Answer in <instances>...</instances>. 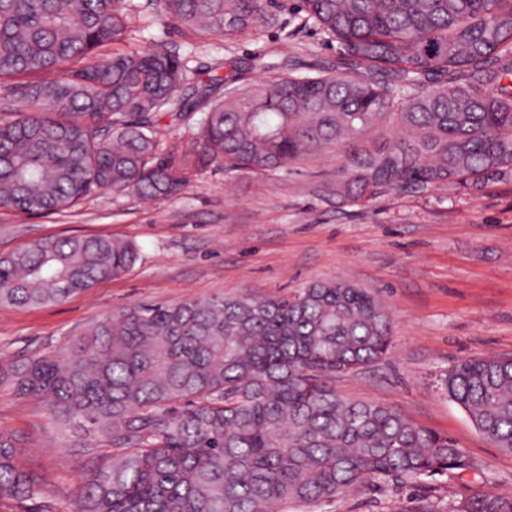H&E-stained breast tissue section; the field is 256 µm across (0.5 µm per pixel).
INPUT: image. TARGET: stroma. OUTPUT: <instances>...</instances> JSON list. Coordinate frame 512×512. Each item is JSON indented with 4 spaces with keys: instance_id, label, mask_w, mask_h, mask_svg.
Masks as SVG:
<instances>
[{
    "instance_id": "obj_1",
    "label": "stroma",
    "mask_w": 512,
    "mask_h": 512,
    "mask_svg": "<svg viewBox=\"0 0 512 512\" xmlns=\"http://www.w3.org/2000/svg\"><path fill=\"white\" fill-rule=\"evenodd\" d=\"M129 48L162 45L187 67L183 93L230 56L292 61L300 73L341 69L335 43L299 26L298 0H272L276 26L227 41L178 27L134 0ZM341 157L327 148L276 172H188L183 190L143 201L97 194L67 213L0 212V255L49 236L106 234L134 242L137 263L122 275L53 307L0 306V359L57 349L102 316L142 302L180 303L236 294L288 292L342 279L378 293L392 320V347L379 363L337 378L356 401L401 409L417 424L455 438L480 474L402 484L382 480L290 512H408L419 499L445 500L477 487L512 491V455L495 448L441 388L464 358L512 356V175L478 190L390 193L364 205L324 194ZM0 430L24 436L28 467L52 485L49 500L0 503V512H64L78 478V437L37 399L0 389Z\"/></svg>"
}]
</instances>
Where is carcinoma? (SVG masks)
<instances>
[{
	"mask_svg": "<svg viewBox=\"0 0 512 512\" xmlns=\"http://www.w3.org/2000/svg\"><path fill=\"white\" fill-rule=\"evenodd\" d=\"M186 29L226 39L270 21L266 0H159ZM127 0H0V82L39 76L29 111L0 118V210L65 212L97 192L158 199L183 171L275 172L336 147L325 193L359 204L431 187L480 189L512 174V0H300L304 22L349 71L285 67L244 83L224 60L186 96L167 49L114 52ZM204 109L194 150L160 152L158 118ZM137 246L109 235L49 237L0 256V304L51 306L129 270ZM391 318L344 281L288 293L138 304L57 349L0 360V388L41 400L83 434L70 512H287L380 479L417 484L480 464L399 408L354 401L336 377L381 361ZM444 390L512 454V357L466 358ZM0 431V502L44 497ZM448 512H512L479 489Z\"/></svg>",
	"mask_w": 512,
	"mask_h": 512,
	"instance_id": "carcinoma-1",
	"label": "carcinoma"
}]
</instances>
